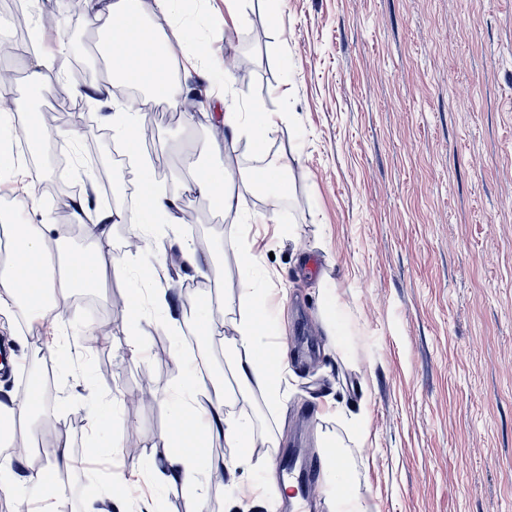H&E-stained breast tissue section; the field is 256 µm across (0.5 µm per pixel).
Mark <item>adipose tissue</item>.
<instances>
[{
  "label": "adipose tissue",
  "mask_w": 512,
  "mask_h": 512,
  "mask_svg": "<svg viewBox=\"0 0 512 512\" xmlns=\"http://www.w3.org/2000/svg\"><path fill=\"white\" fill-rule=\"evenodd\" d=\"M183 0H155L157 16L172 22L171 39H161L154 23L148 22L141 10L140 0H87L90 23L105 37V48L113 78L137 85L147 94L175 99L180 87L169 73L167 58L175 44L183 43L184 35L177 21L182 14ZM224 124L245 136L254 152H264L275 121L267 112H237L226 110ZM213 163L194 168L196 191L211 199L231 217L239 234L237 255L239 293L227 305L234 314L236 336L225 349L227 358L235 362V377L239 390L249 389L260 382L266 387L269 402L280 398L278 379L280 370L274 363L275 351L267 344L273 329V289L263 287L257 278L260 258L254 252L248 232L254 217L242 216L239 186L241 183L274 184L278 178L270 168H255L236 172L220 160L222 149L211 145ZM139 193L141 205L136 214L113 209L99 216L97 223H89L83 207L73 212L74 223L84 225L85 236L91 247L76 250L69 246L67 235L55 225L20 224L16 227L9 264L0 270V298H9L12 305H24L27 315L44 318L53 315L57 295L76 288L98 284L102 277L101 259L108 248V240L99 232L101 224L142 226L153 224L155 217L170 212L177 204L179 192L164 193L150 176H143ZM196 375L186 371L180 386L168 394L170 433L185 437L186 442L174 456L167 458L163 467L155 469L154 483L178 482L192 491L195 512H205L206 495L195 482L200 460L206 454L211 434H221L229 447L235 448L233 458L225 461L227 472L251 465L248 455L258 442L248 420L223 411L230 405L231 396L223 386H213L209 397L206 419H199L194 406ZM31 471L27 490H18L11 472L0 468V496L12 501L15 512H28L31 504L41 506V512H61L59 475L69 469V445L60 439L46 449L39 459H27Z\"/></svg>",
  "instance_id": "obj_1"
}]
</instances>
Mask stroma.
Returning <instances> with one entry per match:
<instances>
[{"instance_id":"obj_1","label":"stroma","mask_w":512,"mask_h":512,"mask_svg":"<svg viewBox=\"0 0 512 512\" xmlns=\"http://www.w3.org/2000/svg\"><path fill=\"white\" fill-rule=\"evenodd\" d=\"M245 20L224 24V0H188L194 28L173 61L178 100L147 99L151 149L125 150L113 165L119 207L128 185H139V160L162 154L161 187H181V206L195 224L182 228L159 216L151 231L139 224H110L112 252L127 266H109L105 280L74 291L77 303L57 321V345L36 344L18 323L6 336L21 373L0 381V394L17 395L36 370L54 364L43 381L47 401L34 438L70 441L73 468L61 476L65 512H86L100 500L103 454L123 469L154 467L178 453L163 446L168 407L185 360L205 361L198 386L235 388L225 357L235 326L225 313L237 296V231L211 200L191 186L194 164L212 141H227L237 167L275 165L280 187L240 185L243 208L264 215L250 237L264 270L278 288V341L288 366L281 397L268 404L261 385L244 391L231 408L265 439L252 449L258 466L243 479L212 478L199 468L207 512H266L265 497L238 491L254 479L275 490L273 454L299 448L319 480L303 512H336L325 467L324 442L337 438L353 470L344 497L363 512H512V0H245ZM67 51L29 80L42 50L11 60L12 90L27 117L53 110L52 73L107 66L103 35L87 24L62 22ZM250 61L248 81L221 93L224 56ZM210 63L200 70L190 63ZM274 113L277 127L264 152L232 139L219 118L226 106ZM69 151L76 167L68 185L83 182L77 164L82 142L57 130L35 170L0 182L22 186L17 208L32 224L56 223L50 185L55 150ZM148 235L143 248L131 235ZM205 238L198 266L183 265L190 288L183 311L150 309L133 321L123 307L128 273L146 272L155 255L181 257L182 238ZM221 282L197 294L210 266ZM349 314L341 333L325 317V289ZM112 313V332L92 357L80 352L76 330L88 323L82 296ZM211 310L223 326L217 336L196 330V312ZM144 341L140 356L130 332ZM106 363L109 377L92 381L87 367ZM148 373L159 399L135 411L118 407L111 425L94 428L95 402L137 388ZM344 407L364 413L367 433L355 442L336 421Z\"/></svg>"}]
</instances>
